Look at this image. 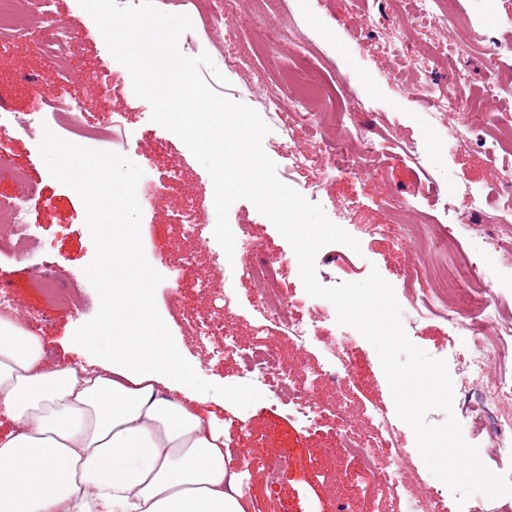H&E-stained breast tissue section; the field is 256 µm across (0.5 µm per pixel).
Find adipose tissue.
Wrapping results in <instances>:
<instances>
[{
    "mask_svg": "<svg viewBox=\"0 0 512 512\" xmlns=\"http://www.w3.org/2000/svg\"><path fill=\"white\" fill-rule=\"evenodd\" d=\"M147 288L113 289L104 327L136 319L91 367H46L41 337L0 320V512H252L214 412L162 391L190 371Z\"/></svg>",
    "mask_w": 512,
    "mask_h": 512,
    "instance_id": "1",
    "label": "adipose tissue"
}]
</instances>
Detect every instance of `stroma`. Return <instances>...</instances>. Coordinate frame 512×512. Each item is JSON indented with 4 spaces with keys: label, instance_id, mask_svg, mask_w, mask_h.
<instances>
[{
    "label": "stroma",
    "instance_id": "stroma-1",
    "mask_svg": "<svg viewBox=\"0 0 512 512\" xmlns=\"http://www.w3.org/2000/svg\"><path fill=\"white\" fill-rule=\"evenodd\" d=\"M171 11L189 15L200 50L208 52L215 64H222L230 50L247 59L246 67L226 71V83L215 86L218 93L261 113L265 106L259 93L268 90L288 106L297 95L288 76L304 69L328 89L317 104L318 111L350 113L352 121L379 143L374 179L341 172L324 179L310 168L293 173L289 181L298 191L308 182L320 181L314 202L360 242L357 252L342 244L323 247L315 259L317 278L329 287L357 282L370 271H378L395 290L410 340L433 357L447 358L458 340V330L447 320L418 315L415 303L431 286L426 258L417 254L406 227L390 222L389 206L400 197L415 208L412 223L432 215L446 224L465 225L464 234L452 244L476 247L499 228L476 222L456 187L464 183L484 192L512 183V167L495 166L477 147H451L445 126L430 119L427 103L412 97L406 87L387 81V71L400 61L380 53L378 43L400 33L413 43L424 40L445 62L437 74L440 83L457 76L479 85L486 79L481 48L512 39V0H459L457 21L418 34L402 33L390 0H279L277 11L271 14L265 0H179ZM53 12L80 36L74 69L121 71V64L78 0H54ZM275 29L284 32L289 46L270 57L260 47ZM33 80L48 92L65 83L62 71L42 56L39 33L0 44V106L19 114L30 111L29 83ZM111 110L122 116L124 128L121 141L110 144V151L125 154L146 168L150 182L163 189L156 205L142 210L141 233L152 241L146 257L172 247L193 257L180 304L169 301L174 275L165 267L160 270L163 280L155 291V303L181 354L200 377L223 386L245 382L236 356L224 352L223 337L204 333L206 325L218 320L233 332L241 350L269 348L286 359L301 360L309 372L325 365V343L342 339L353 350L349 383L319 390L320 421L313 429L304 428L293 410L267 386L261 389V400L245 409L208 395L216 412L215 425L223 430L233 456L252 460L255 474L249 495L253 512H338L346 502L356 512H409L413 495L438 485L439 480L426 467L407 424L398 423L396 440L418 474L408 486L383 493L373 490L361 481L358 461L335 448L339 412H346L363 428L369 427L373 410L391 417L396 414L375 349L355 329L337 325L331 310L318 321L316 340L305 344L284 326L264 319L257 309L256 287L242 274L263 255L282 256L276 286L286 299L304 306L314 302L299 278L290 244L252 203L239 200L229 209V224L235 239L249 241L252 247L235 250L232 263L215 264L214 246L207 241L209 227H199L190 236L182 222L171 216L174 203L180 202L185 211L201 207L207 209L208 219H215L213 184L207 171L176 135L152 121L150 103L135 95L131 80L115 87ZM339 132L335 122L326 120L293 122L286 127L274 123L263 148L282 171L288 165L289 150L316 147L330 152ZM40 140V135L24 132L13 136L8 143L9 161L0 166V198L19 200L35 236L24 260L0 253V269L7 271L11 292L22 311L41 315L32 329L44 340L46 365L63 367L82 363L73 335L96 316L100 300L82 275L94 257L84 205L75 191L50 176L39 153ZM18 169L26 174V186H18L14 178ZM449 197L455 208L447 212L442 204ZM374 224L386 225V232L365 234V227ZM43 267L50 268L64 288L52 301L36 283L35 274ZM408 268L413 271L409 280L404 277ZM211 279L222 280L232 289L230 311H223L221 301L214 298H197L198 285ZM283 453L288 456V468L277 483H268L262 469L270 458Z\"/></svg>",
    "mask_w": 512,
    "mask_h": 512
}]
</instances>
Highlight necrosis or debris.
Instances as JSON below:
<instances>
[{"label": "necrosis or debris", "instance_id": "4bbe7bcc", "mask_svg": "<svg viewBox=\"0 0 512 512\" xmlns=\"http://www.w3.org/2000/svg\"><path fill=\"white\" fill-rule=\"evenodd\" d=\"M30 5L37 16L49 22L47 34L40 41L44 58L59 69H66L74 55L75 35L65 23L52 20L53 0H30ZM384 51L402 60L400 68L387 73L388 81L401 85L413 81L436 118L455 116V123L448 126V138L455 145H470L476 129L497 127V120L488 117L483 106L512 96V85L498 78L499 70L512 62V42L498 44L484 56L487 78L481 88H473L460 78L440 94L432 82L434 57L415 54L399 40L385 43ZM119 79V74L92 69L84 77L89 95H78L63 87L50 96L37 95L36 109L27 115L0 111V161L7 158L4 143L9 134L45 123L60 125L76 140L88 144L112 139L119 120L110 111L109 102ZM484 257V252L463 249L454 264L436 263L442 285L423 296L420 311L444 318L458 328L462 337V370L470 384L469 395L479 403L477 431L487 441L485 452L495 460L511 462L512 303L485 283ZM259 304L265 317L286 326L300 343L313 339L317 307L304 310L289 300L272 297L261 298ZM224 350L237 354L245 375L270 385L277 399L294 407L312 426L320 411L315 394L325 385L347 383L352 375V353L340 341L327 346V362L314 373L295 371L284 357L268 349L238 352L233 336H225ZM339 444L358 461L364 482L376 491L406 484L413 477L401 449L377 454L364 439L354 436L350 426H343Z\"/></svg>", "mask_w": 512, "mask_h": 512}]
</instances>
